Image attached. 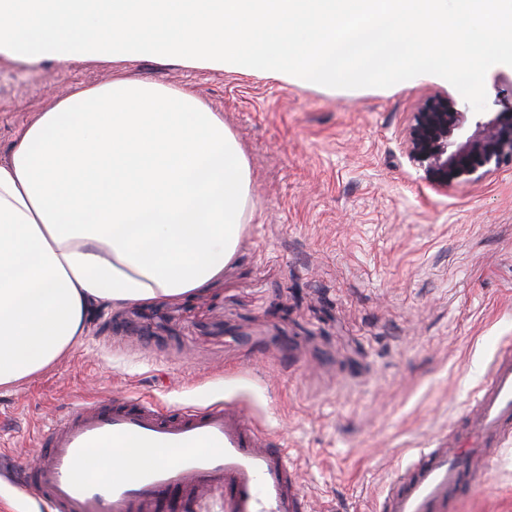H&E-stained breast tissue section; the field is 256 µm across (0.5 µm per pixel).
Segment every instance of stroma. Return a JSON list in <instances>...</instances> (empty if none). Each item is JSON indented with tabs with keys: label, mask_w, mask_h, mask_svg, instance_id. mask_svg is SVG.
<instances>
[{
	"label": "stroma",
	"mask_w": 512,
	"mask_h": 512,
	"mask_svg": "<svg viewBox=\"0 0 512 512\" xmlns=\"http://www.w3.org/2000/svg\"><path fill=\"white\" fill-rule=\"evenodd\" d=\"M120 73L223 114L254 216L203 294L105 307L64 358L0 387V460L23 465L51 419L91 399L233 400L288 448L315 512H375L512 344V164L468 188L420 180L411 112L440 95L470 109L446 81L314 90L150 57L1 56L0 157L72 87ZM461 512H512V442Z\"/></svg>",
	"instance_id": "stroma-1"
}]
</instances>
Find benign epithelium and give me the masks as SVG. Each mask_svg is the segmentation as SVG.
<instances>
[{
	"mask_svg": "<svg viewBox=\"0 0 512 512\" xmlns=\"http://www.w3.org/2000/svg\"><path fill=\"white\" fill-rule=\"evenodd\" d=\"M471 122L475 131L469 135ZM403 145L427 182L466 188L512 163V113L469 117L455 111L448 98H431L411 113Z\"/></svg>",
	"mask_w": 512,
	"mask_h": 512,
	"instance_id": "obj_1",
	"label": "benign epithelium"
}]
</instances>
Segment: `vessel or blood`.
<instances>
[{
  "label": "vessel or blood",
  "mask_w": 512,
  "mask_h": 512,
  "mask_svg": "<svg viewBox=\"0 0 512 512\" xmlns=\"http://www.w3.org/2000/svg\"><path fill=\"white\" fill-rule=\"evenodd\" d=\"M512 438V346L497 351L462 410L459 429L420 449L379 512H446L450 494L472 495L497 448ZM133 445L172 458L130 478L85 470L92 454ZM0 479L34 490L45 512H311L289 451L232 402L162 412L148 400H94L53 419L36 457Z\"/></svg>",
  "instance_id": "obj_1"
}]
</instances>
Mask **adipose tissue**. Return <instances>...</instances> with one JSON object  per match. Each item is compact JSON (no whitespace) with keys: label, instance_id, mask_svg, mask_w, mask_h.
Returning <instances> with one entry per match:
<instances>
[{"label":"adipose tissue","instance_id":"1","mask_svg":"<svg viewBox=\"0 0 512 512\" xmlns=\"http://www.w3.org/2000/svg\"><path fill=\"white\" fill-rule=\"evenodd\" d=\"M246 156L192 92L75 88L0 160V386L63 358L99 307L201 293L250 218Z\"/></svg>","mask_w":512,"mask_h":512}]
</instances>
